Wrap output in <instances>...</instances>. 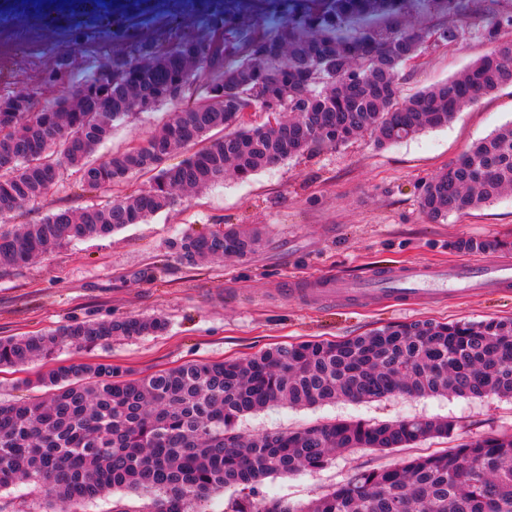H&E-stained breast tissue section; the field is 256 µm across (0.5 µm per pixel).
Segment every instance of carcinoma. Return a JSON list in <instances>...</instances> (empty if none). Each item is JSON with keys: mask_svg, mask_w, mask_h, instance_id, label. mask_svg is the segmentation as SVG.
I'll list each match as a JSON object with an SVG mask.
<instances>
[{"mask_svg": "<svg viewBox=\"0 0 512 512\" xmlns=\"http://www.w3.org/2000/svg\"><path fill=\"white\" fill-rule=\"evenodd\" d=\"M270 31H235L221 4L207 14L214 38H182L169 51L151 45L140 57L98 68L69 96L34 110L20 93L18 111L0 112V215L38 201L61 180L79 174L93 192L153 174L149 188L106 206L60 209L35 224L0 230V268L21 267L50 249L86 237H106L142 224L228 174L240 181L279 162L368 136L390 146L443 128L456 112L503 86H512V15L488 19L479 34L490 50L458 78L402 96L400 75L429 46L465 40L464 24L437 30L402 23L410 0H308ZM461 16L468 0H418ZM382 17L385 31L351 23ZM236 60L224 63L226 36ZM199 68L224 79V95L187 99L185 84ZM288 87L281 114L240 124L237 114L265 111L268 98ZM161 102L171 119L145 145L96 163L95 149L113 124ZM206 144L176 165L178 148ZM512 189V125L473 144L442 174L421 182L418 199L439 222L493 202ZM262 239L230 224L173 243L179 259L254 253ZM496 244L453 242L459 253L483 254ZM161 317L82 320L42 336L0 341V366H24L61 347L89 348L112 337L159 335ZM47 388L39 401H0V489L25 481L46 497L78 506L112 490L156 494L149 512H189L195 501L234 488V512H512V435L466 441L420 455L401 466L351 471L345 481L307 504L259 499L273 476L324 468L350 448H407L450 437L448 418L387 423L338 421L288 432L244 434V416L275 403L306 407L392 395L488 394L512 397V319L387 325L336 341L276 345L247 359L192 361L126 378L110 363L59 364L37 374Z\"/></svg>", "mask_w": 512, "mask_h": 512, "instance_id": "obj_1", "label": "carcinoma"}]
</instances>
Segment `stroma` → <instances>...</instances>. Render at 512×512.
I'll return each instance as SVG.
<instances>
[{
  "label": "stroma",
  "mask_w": 512,
  "mask_h": 512,
  "mask_svg": "<svg viewBox=\"0 0 512 512\" xmlns=\"http://www.w3.org/2000/svg\"><path fill=\"white\" fill-rule=\"evenodd\" d=\"M223 2L244 29L272 27L304 0H84L72 9L26 12L21 0H0V98L31 92L36 106L56 102L93 70L137 56L150 43L165 51L180 38L207 36V12ZM512 14V0H475L464 16L466 40L439 44L412 60L400 79L409 96L461 74L488 49L478 31L488 13ZM174 107L157 105L115 123L93 154L99 162L145 140ZM512 124V87L458 112L447 127L379 147L370 138L323 148L282 162L242 182L226 177L184 195L175 206L107 237L84 238L18 268L0 269V339L37 336L73 320L160 315L159 336L115 339L86 350L63 349L53 359L22 369H0V399L39 398L25 385L38 368L69 360L107 362L139 376L191 361L245 358L285 343L338 340L415 320L440 322L512 318V286L466 293L327 298L336 278L414 265L453 268L465 262L451 244L461 237L497 242L480 255L486 264L512 262V191L480 208L430 222L419 207L417 185L444 170L474 143ZM136 174L120 186L82 192L74 172L41 201L0 217V227L34 224L58 209L103 206L148 188ZM237 224L260 232L261 249L244 260L189 266L172 244L187 234ZM405 417L455 420L454 438H433L413 448H355L336 454L319 471L269 477L267 499L300 504L342 483L355 468L393 467L404 459L479 437L512 433V399L488 396H393L305 408L273 406L245 416L246 433L285 432L330 420L391 422Z\"/></svg>",
  "instance_id": "1"
}]
</instances>
